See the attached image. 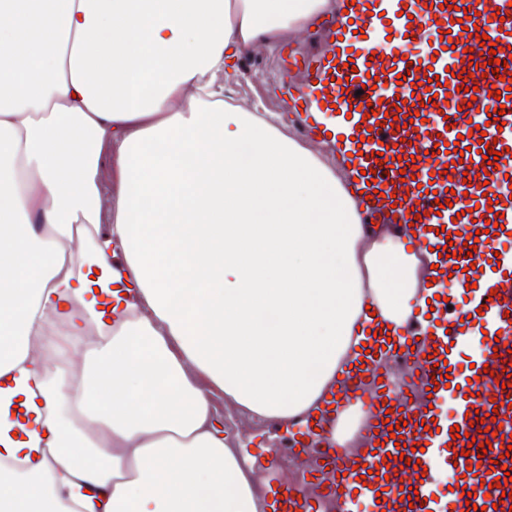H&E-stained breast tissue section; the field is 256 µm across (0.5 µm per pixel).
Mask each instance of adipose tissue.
Instances as JSON below:
<instances>
[{
    "label": "adipose tissue",
    "mask_w": 512,
    "mask_h": 512,
    "mask_svg": "<svg viewBox=\"0 0 512 512\" xmlns=\"http://www.w3.org/2000/svg\"><path fill=\"white\" fill-rule=\"evenodd\" d=\"M330 7L0 0V512H263L213 394L292 426L360 316L424 309L427 254L361 224L287 112L224 104L237 57ZM51 322L99 332L79 379L30 354Z\"/></svg>",
    "instance_id": "1"
}]
</instances>
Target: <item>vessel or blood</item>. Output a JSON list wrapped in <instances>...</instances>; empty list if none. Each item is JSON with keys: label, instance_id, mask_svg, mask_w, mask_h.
<instances>
[{"label": "vessel or blood", "instance_id": "obj_1", "mask_svg": "<svg viewBox=\"0 0 512 512\" xmlns=\"http://www.w3.org/2000/svg\"><path fill=\"white\" fill-rule=\"evenodd\" d=\"M343 7L328 22L325 51L298 60L305 78L287 88L288 105L310 133L342 140L359 175L351 197L363 222L417 232L431 250L428 287L456 281L467 308L435 299L429 318L402 332L366 334L365 353L337 379L330 404L294 422L291 450L313 462L297 481L268 485L267 512H327L357 496L381 512H512L501 491L512 480V456L501 455L512 444V98L493 97L512 78V0H343ZM482 33L498 41L497 53L480 44ZM387 39L391 47L382 48ZM493 57L508 68L493 73ZM491 148L499 153L494 169L482 157ZM494 212L498 224L487 227ZM471 236L473 253L465 246ZM473 329L485 332L486 348L461 370L459 346ZM396 353L415 373L405 394L376 366ZM450 398L453 411L443 413ZM350 403L366 408L377 439L347 459L328 437ZM474 412L482 426L471 424ZM407 453L412 463L403 462ZM443 465L459 478L446 502L436 496ZM406 488L418 491L419 505L403 499Z\"/></svg>", "mask_w": 512, "mask_h": 512}]
</instances>
